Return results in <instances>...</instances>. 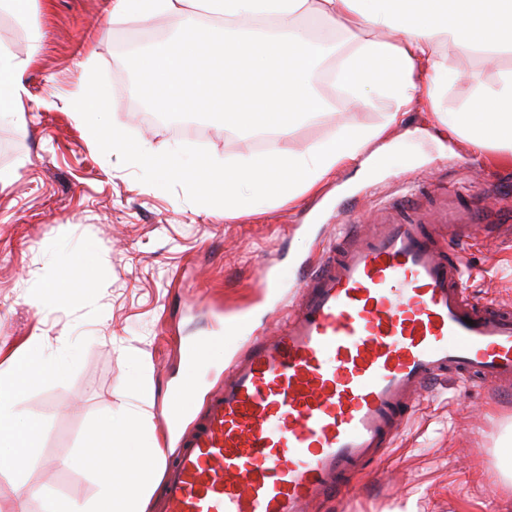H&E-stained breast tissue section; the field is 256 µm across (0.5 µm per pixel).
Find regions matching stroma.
<instances>
[{"label": "stroma", "mask_w": 512, "mask_h": 512, "mask_svg": "<svg viewBox=\"0 0 512 512\" xmlns=\"http://www.w3.org/2000/svg\"><path fill=\"white\" fill-rule=\"evenodd\" d=\"M109 6L36 0L43 39L21 75L28 128L0 124V169L20 171L18 180L0 185V353L37 333L45 355L67 358L60 372L21 394L22 407L44 417L24 468L34 494L17 503L0 475V512H45L48 493L91 500L100 476L83 463L92 453L86 432L120 414L130 396L152 398L146 440L160 457L172 454L178 434L165 432L161 417L180 394L184 348L207 344L196 362L195 406L181 421L186 429L254 333L276 330V305L297 301L303 266L334 245L347 220L368 225L411 204L478 211L481 230L450 233L448 243L464 259L473 299L512 306V155L476 154L463 138L438 134L426 112L408 113L389 131L394 149L369 171H340L293 204L219 219L180 183L154 189L124 156L90 142L62 105L79 83V61L89 57L104 110L129 144L160 152L178 145L229 162L248 149L299 153L340 127L382 122V112L357 109L324 79L365 32L300 17L298 28L330 48L314 79L333 111L288 137L245 142L200 113H153L147 97L132 93L128 59L169 42L171 23L160 16L110 24ZM148 112L154 118L147 122ZM60 243L91 246L92 280L79 296L43 307L38 298L58 274L50 250ZM266 270L279 285L271 300L258 288ZM510 426L512 390L446 374L422 393L367 475L350 478L340 496L314 512H512V494L499 483L512 459L498 453Z\"/></svg>", "instance_id": "1"}]
</instances>
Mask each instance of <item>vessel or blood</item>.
<instances>
[{
	"label": "vessel or blood",
	"instance_id": "b4317fda",
	"mask_svg": "<svg viewBox=\"0 0 512 512\" xmlns=\"http://www.w3.org/2000/svg\"><path fill=\"white\" fill-rule=\"evenodd\" d=\"M447 221L346 225L181 436L162 512H310L393 445L432 379L512 386V309L469 299Z\"/></svg>",
	"mask_w": 512,
	"mask_h": 512
}]
</instances>
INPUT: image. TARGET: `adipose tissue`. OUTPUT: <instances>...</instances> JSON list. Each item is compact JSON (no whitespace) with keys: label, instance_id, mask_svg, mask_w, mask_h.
I'll use <instances>...</instances> for the list:
<instances>
[{"label":"adipose tissue","instance_id":"obj_1","mask_svg":"<svg viewBox=\"0 0 512 512\" xmlns=\"http://www.w3.org/2000/svg\"><path fill=\"white\" fill-rule=\"evenodd\" d=\"M113 20L165 16L175 43L135 56L139 90L169 113L215 116L224 130L247 137H288L300 124L328 109L312 82L316 52L296 26L299 17L372 35L342 62L336 79L361 109L390 102L376 126L343 129L336 137L295 154L243 152L236 161L201 157L179 148L157 152L128 145L111 128L92 68L63 106L87 138L104 150L124 154L163 189L181 182L211 214L231 218L241 210L264 211L270 200L295 202L318 192L336 171L365 169L380 155L376 145L413 108L430 113L442 132L462 136L476 150L512 154V70L488 81L468 73L472 95L462 107H444L445 87L459 78L442 48L451 43L490 56L512 53V0H112ZM27 65L0 44V122L25 130L21 74ZM56 263L62 277L49 281L38 299L50 306L84 287L86 274L67 253ZM42 337L32 334L0 362V473L16 472L30 459L42 428L41 415L21 406V393L64 361L44 355ZM148 399L125 403L122 417H107L89 431L96 457L87 468L102 471L93 500L61 498L51 512H146L156 486L157 453L143 439L153 419Z\"/></svg>","mask_w":512,"mask_h":512}]
</instances>
